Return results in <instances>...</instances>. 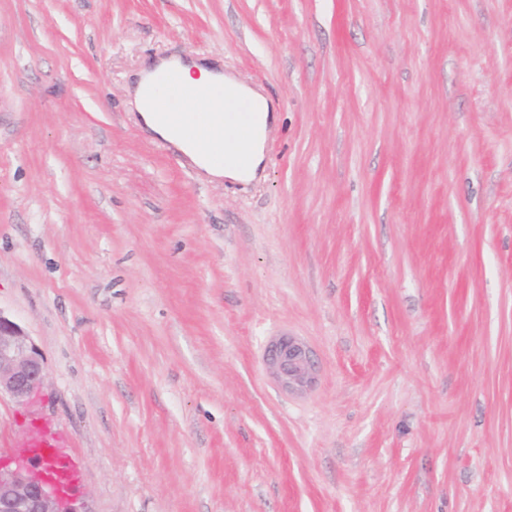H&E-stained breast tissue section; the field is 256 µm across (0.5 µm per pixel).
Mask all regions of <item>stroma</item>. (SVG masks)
<instances>
[{
    "mask_svg": "<svg viewBox=\"0 0 512 512\" xmlns=\"http://www.w3.org/2000/svg\"><path fill=\"white\" fill-rule=\"evenodd\" d=\"M172 55L270 100L260 180L142 127ZM0 313L88 512H512V0H0ZM266 362L288 391H302L314 382V363L307 346L293 337H281L267 349Z\"/></svg>",
    "mask_w": 512,
    "mask_h": 512,
    "instance_id": "1",
    "label": "stroma"
}]
</instances>
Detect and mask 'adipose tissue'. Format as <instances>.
Here are the masks:
<instances>
[{
    "instance_id": "ef3b65f1",
    "label": "adipose tissue",
    "mask_w": 512,
    "mask_h": 512,
    "mask_svg": "<svg viewBox=\"0 0 512 512\" xmlns=\"http://www.w3.org/2000/svg\"><path fill=\"white\" fill-rule=\"evenodd\" d=\"M172 67L178 69L181 84L193 91L191 97L172 103V110L181 115L176 125L163 121L152 102L159 79ZM133 95L144 126L189 156L207 177L235 182L256 178L265 160L270 112L268 101L261 93L211 67L172 57L146 66L133 88ZM217 101L226 108L245 101L259 107L260 114L250 123L251 134L247 141H239L233 125H209L210 109ZM204 125L210 126L211 139L189 136V129Z\"/></svg>"
}]
</instances>
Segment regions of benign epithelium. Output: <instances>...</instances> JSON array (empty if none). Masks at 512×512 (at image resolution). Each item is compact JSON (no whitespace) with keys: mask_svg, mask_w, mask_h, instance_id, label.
Listing matches in <instances>:
<instances>
[{"mask_svg":"<svg viewBox=\"0 0 512 512\" xmlns=\"http://www.w3.org/2000/svg\"><path fill=\"white\" fill-rule=\"evenodd\" d=\"M266 362L290 391H302L314 382L310 350L293 337L273 342ZM44 379V361L29 334L0 313V394L22 402ZM13 462V469L0 464V512H84L71 499L70 483L48 476L39 459L24 453Z\"/></svg>","mask_w":512,"mask_h":512,"instance_id":"7a95c632","label":"benign epithelium"}]
</instances>
